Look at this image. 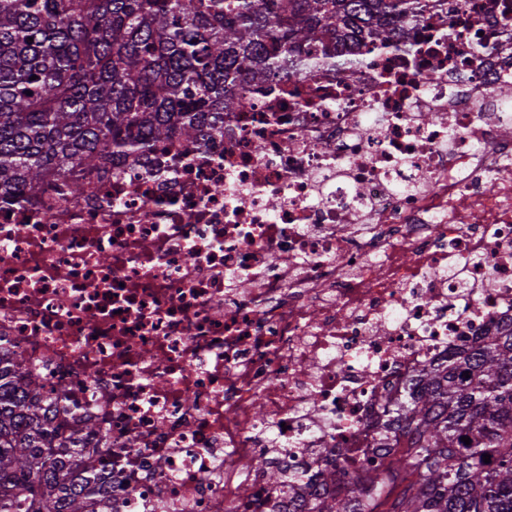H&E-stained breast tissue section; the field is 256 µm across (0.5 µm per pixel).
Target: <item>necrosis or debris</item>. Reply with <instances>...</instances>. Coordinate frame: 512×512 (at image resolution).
<instances>
[{"label": "necrosis or debris", "mask_w": 512, "mask_h": 512, "mask_svg": "<svg viewBox=\"0 0 512 512\" xmlns=\"http://www.w3.org/2000/svg\"><path fill=\"white\" fill-rule=\"evenodd\" d=\"M414 38L0 202V350L108 438L113 512H301L338 451L377 466L409 379L512 318V27L442 0Z\"/></svg>", "instance_id": "obj_1"}]
</instances>
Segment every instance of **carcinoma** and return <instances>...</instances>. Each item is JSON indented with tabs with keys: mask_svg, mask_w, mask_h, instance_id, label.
Returning a JSON list of instances; mask_svg holds the SVG:
<instances>
[{
	"mask_svg": "<svg viewBox=\"0 0 512 512\" xmlns=\"http://www.w3.org/2000/svg\"><path fill=\"white\" fill-rule=\"evenodd\" d=\"M435 7L0 0V200L21 202L49 177L78 192L79 171L222 133L224 113L270 83L323 63L353 76L356 46L409 52L391 24L424 30ZM385 429L383 465L361 470L338 455L302 512H512V321L424 368L390 405ZM94 435L86 417L59 422L24 361L0 351V512H105L108 481L86 452ZM257 468L273 489L294 480Z\"/></svg>",
	"mask_w": 512,
	"mask_h": 512,
	"instance_id": "cac0c4a2",
	"label": "carcinoma"
}]
</instances>
